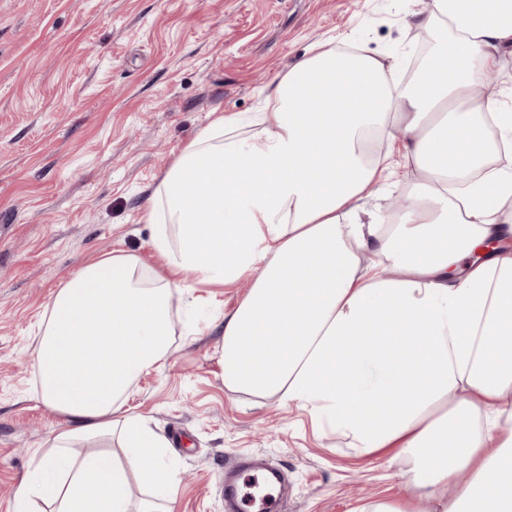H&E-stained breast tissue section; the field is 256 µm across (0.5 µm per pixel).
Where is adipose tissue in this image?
<instances>
[{
	"label": "adipose tissue",
	"instance_id": "obj_1",
	"mask_svg": "<svg viewBox=\"0 0 512 512\" xmlns=\"http://www.w3.org/2000/svg\"><path fill=\"white\" fill-rule=\"evenodd\" d=\"M420 24L433 44L417 79L323 42L259 118L218 115L190 142L146 216L165 271L121 251L63 281L33 358L61 423L16 512H131L134 481L152 496L141 512L173 497L166 438L122 406L168 357L185 270L251 276L224 320L226 392L295 404L356 455L404 462L408 498L353 512H512V165L471 174L489 137L512 151V86L479 93L512 48V0H431ZM374 132L411 166L394 213L365 206L391 191L364 157Z\"/></svg>",
	"mask_w": 512,
	"mask_h": 512
}]
</instances>
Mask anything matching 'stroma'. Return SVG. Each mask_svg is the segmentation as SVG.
I'll use <instances>...</instances> for the list:
<instances>
[{"label":"stroma","mask_w":512,"mask_h":512,"mask_svg":"<svg viewBox=\"0 0 512 512\" xmlns=\"http://www.w3.org/2000/svg\"><path fill=\"white\" fill-rule=\"evenodd\" d=\"M427 0H0V512L59 420L34 391L47 303L84 264L126 251L145 269L146 206L165 170L219 114L260 111L261 88L317 43L391 56L403 80ZM246 279L174 307L165 363L125 397L162 435L180 482L169 512H224L225 460L286 475L288 512H352L399 497L403 464L360 457L303 409L227 393L216 351Z\"/></svg>","instance_id":"stroma-1"}]
</instances>
